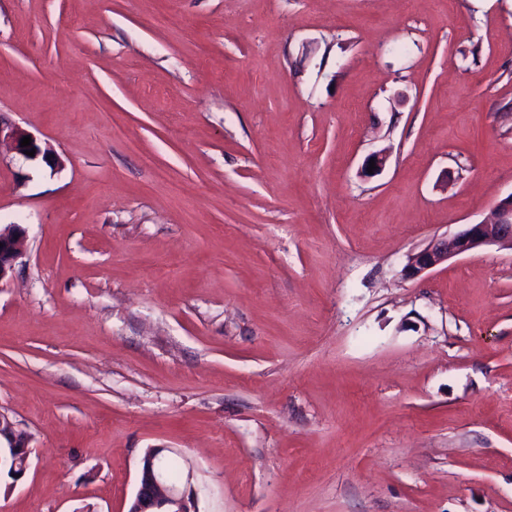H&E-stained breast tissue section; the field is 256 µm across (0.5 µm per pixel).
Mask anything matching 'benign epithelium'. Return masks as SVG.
Listing matches in <instances>:
<instances>
[{"instance_id":"7a95c632","label":"benign epithelium","mask_w":512,"mask_h":512,"mask_svg":"<svg viewBox=\"0 0 512 512\" xmlns=\"http://www.w3.org/2000/svg\"><path fill=\"white\" fill-rule=\"evenodd\" d=\"M30 132L0 120V144L5 142L19 155L35 150V155L48 157L49 150L42 149L36 137L31 136L27 147L20 141ZM25 246L24 231L17 225L0 229V282L13 272L17 259ZM496 246L512 251V195L497 202L487 222L469 224L453 235L432 239L424 248L407 255L404 275L415 278L449 259L484 247ZM0 455L13 461V475L25 473L29 458L28 437L15 430L12 422L0 418ZM194 498L172 483L165 468L164 449L151 448L142 456L136 492L127 512H194Z\"/></svg>"}]
</instances>
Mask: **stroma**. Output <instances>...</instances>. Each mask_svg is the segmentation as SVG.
Segmentation results:
<instances>
[{"label": "stroma", "instance_id": "stroma-1", "mask_svg": "<svg viewBox=\"0 0 512 512\" xmlns=\"http://www.w3.org/2000/svg\"><path fill=\"white\" fill-rule=\"evenodd\" d=\"M0 118V512H512V251L402 275L512 194V0H0ZM25 136L31 137L30 146L20 147V141ZM3 142H6L11 149L15 150L19 155L26 159H34L38 155L42 154L46 162H48L49 150H42L34 135L16 125L4 123L0 118V146ZM32 149H35L34 157L24 154V151H30ZM0 282L7 279L13 272L17 259L25 246L24 231L19 225L0 228ZM2 439L6 444L4 447H2ZM2 454L9 461H13L14 478L16 480L21 478L25 473L30 454L28 437L23 433L17 432L11 421L7 420L4 423L0 416V465ZM16 475H19V478H16ZM164 448H150L142 456L136 492L126 512H195L194 498L186 490L179 489L171 481L177 477V470L166 462L170 475L164 466ZM172 472V473H171ZM193 505V508H192ZM193 509V510H192Z\"/></svg>", "mask_w": 512, "mask_h": 512}]
</instances>
